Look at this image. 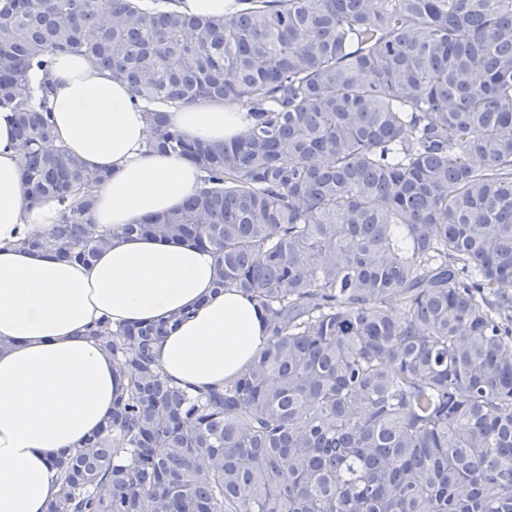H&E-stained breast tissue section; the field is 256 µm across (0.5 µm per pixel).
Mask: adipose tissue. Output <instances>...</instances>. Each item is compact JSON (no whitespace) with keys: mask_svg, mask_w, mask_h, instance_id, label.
<instances>
[{"mask_svg":"<svg viewBox=\"0 0 512 512\" xmlns=\"http://www.w3.org/2000/svg\"><path fill=\"white\" fill-rule=\"evenodd\" d=\"M47 100L52 146L80 158L105 181L93 223L135 224L169 213L200 189L192 162L146 147L143 105L126 83L85 57L56 55ZM172 128L221 144L251 119L221 101L171 109ZM60 206H28L12 132L0 113V512H47L60 492L54 463L97 435L127 380L89 331L172 322L156 346L164 373L181 387H223L265 343L263 310L234 288L215 285V259L188 243L133 236L90 263L30 250L28 232L57 223Z\"/></svg>","mask_w":512,"mask_h":512,"instance_id":"1","label":"adipose tissue"}]
</instances>
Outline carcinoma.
<instances>
[{"mask_svg": "<svg viewBox=\"0 0 512 512\" xmlns=\"http://www.w3.org/2000/svg\"><path fill=\"white\" fill-rule=\"evenodd\" d=\"M9 0L0 111L25 197L58 224L23 241L82 263L121 236L188 240L270 335L222 389L173 385L169 323L93 331L128 381L60 461L48 512H512V0ZM145 105L147 146L204 173L144 224L88 213L104 177L52 137L55 53ZM248 106L213 146L161 104ZM235 0H174L168 10L177 14L203 15L224 18V14L233 11Z\"/></svg>", "mask_w": 512, "mask_h": 512, "instance_id": "1", "label": "carcinoma"}]
</instances>
